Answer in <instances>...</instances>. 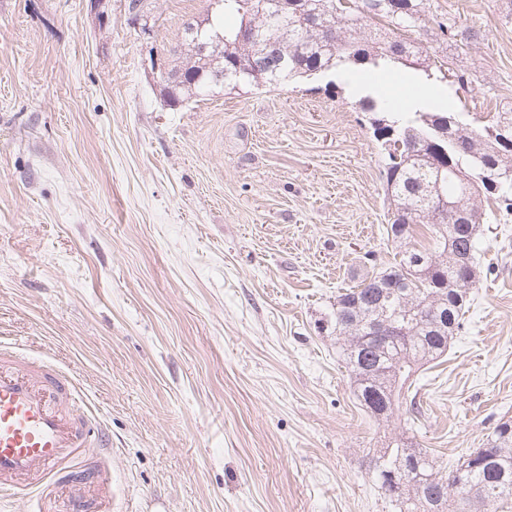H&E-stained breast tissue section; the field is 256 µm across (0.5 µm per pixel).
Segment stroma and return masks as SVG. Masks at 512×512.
<instances>
[{
  "label": "stroma",
  "mask_w": 512,
  "mask_h": 512,
  "mask_svg": "<svg viewBox=\"0 0 512 512\" xmlns=\"http://www.w3.org/2000/svg\"><path fill=\"white\" fill-rule=\"evenodd\" d=\"M0 0V348L67 374L112 443L121 512H392L366 454L407 436L439 465L512 419V214L490 210L480 280L419 420L358 404L338 291L397 256L383 163L350 88L224 89L167 106L185 22L208 0ZM503 0H431L421 36L479 30L464 122L512 105Z\"/></svg>",
  "instance_id": "stroma-1"
}]
</instances>
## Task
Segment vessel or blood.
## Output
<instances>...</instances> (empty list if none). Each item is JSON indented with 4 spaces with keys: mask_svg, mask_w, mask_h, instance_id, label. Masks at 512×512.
Here are the masks:
<instances>
[{
    "mask_svg": "<svg viewBox=\"0 0 512 512\" xmlns=\"http://www.w3.org/2000/svg\"><path fill=\"white\" fill-rule=\"evenodd\" d=\"M83 397L72 379L35 359L0 363V491L33 490L97 445L95 427L74 417Z\"/></svg>",
    "mask_w": 512,
    "mask_h": 512,
    "instance_id": "obj_1",
    "label": "vessel or blood"
}]
</instances>
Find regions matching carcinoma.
Masks as SVG:
<instances>
[{"label":"carcinoma","instance_id":"carcinoma-1","mask_svg":"<svg viewBox=\"0 0 512 512\" xmlns=\"http://www.w3.org/2000/svg\"><path fill=\"white\" fill-rule=\"evenodd\" d=\"M428 0H303L297 14L260 0H209L202 16L207 28L224 37L220 50L200 54L183 43L185 64L172 68L164 97L170 106L205 92L216 73L224 84L241 82L275 88L289 81L345 71L375 80L393 70L411 69L431 80H447V91L469 80L461 65L462 43L479 38L474 31L448 26L451 53L439 58L429 45L407 37L421 28ZM227 15L239 19L228 27ZM263 29L276 65L260 64L237 72L236 62L248 59L250 47L239 42L243 26ZM372 114L373 136L385 154L384 196L389 203L387 238L399 248L395 264L367 276L336 294L318 329L336 334L361 406L380 421L402 406L420 413L411 393L414 376L436 363L468 309L479 278L478 237L484 212L476 195L494 200L512 212V180L493 178L512 170V142L502 144L467 127L460 113L448 112L418 95L404 107L370 96L359 99ZM404 146L393 153L387 143ZM455 205V215L441 208L439 196ZM384 329L371 335L368 324ZM369 468L394 512H508L512 508V420L496 425L480 448L461 455L444 471L427 451L396 439L373 449Z\"/></svg>","mask_w":512,"mask_h":512}]
</instances>
